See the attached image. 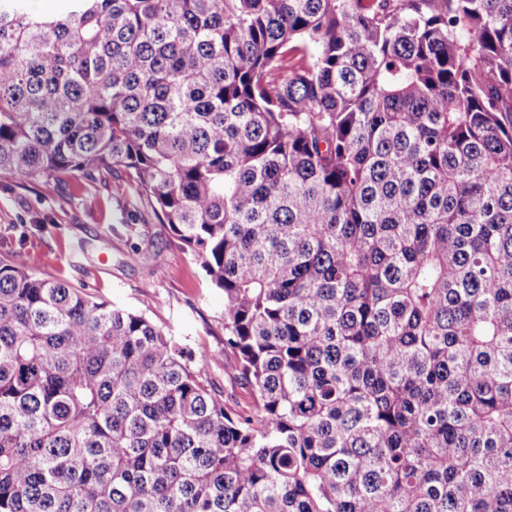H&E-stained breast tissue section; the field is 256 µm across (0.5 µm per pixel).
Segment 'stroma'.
Returning <instances> with one entry per match:
<instances>
[{"mask_svg":"<svg viewBox=\"0 0 512 512\" xmlns=\"http://www.w3.org/2000/svg\"><path fill=\"white\" fill-rule=\"evenodd\" d=\"M37 255V274L145 313L214 355L206 371L226 404L244 401L236 362L224 348V298L168 225L117 171L96 179L33 184L0 180V256Z\"/></svg>","mask_w":512,"mask_h":512,"instance_id":"1","label":"stroma"}]
</instances>
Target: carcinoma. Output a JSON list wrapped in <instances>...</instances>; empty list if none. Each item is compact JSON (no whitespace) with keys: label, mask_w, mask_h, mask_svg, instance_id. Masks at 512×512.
I'll list each match as a JSON object with an SVG mask.
<instances>
[{"label":"carcinoma","mask_w":512,"mask_h":512,"mask_svg":"<svg viewBox=\"0 0 512 512\" xmlns=\"http://www.w3.org/2000/svg\"><path fill=\"white\" fill-rule=\"evenodd\" d=\"M0 0V178L122 169L248 396L0 259V512H512V0Z\"/></svg>","instance_id":"carcinoma-1"}]
</instances>
